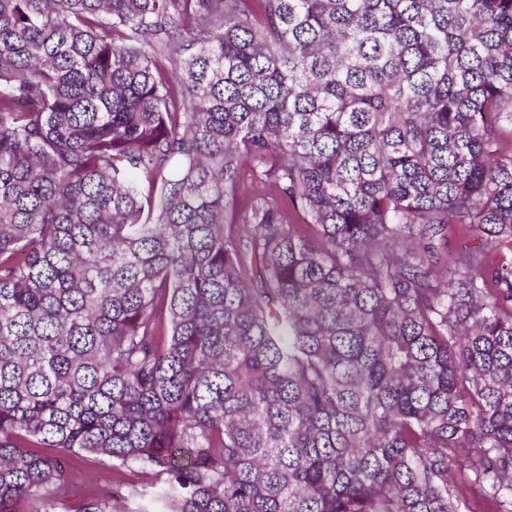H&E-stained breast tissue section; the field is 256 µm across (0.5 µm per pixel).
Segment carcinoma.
Instances as JSON below:
<instances>
[{
  "label": "carcinoma",
  "instance_id": "cac0c4a2",
  "mask_svg": "<svg viewBox=\"0 0 512 512\" xmlns=\"http://www.w3.org/2000/svg\"><path fill=\"white\" fill-rule=\"evenodd\" d=\"M85 456L81 512H512V0H0V512ZM112 469V461L79 459L75 470L59 489L58 500L69 512H78L89 498L100 496L111 487Z\"/></svg>",
  "mask_w": 512,
  "mask_h": 512
}]
</instances>
